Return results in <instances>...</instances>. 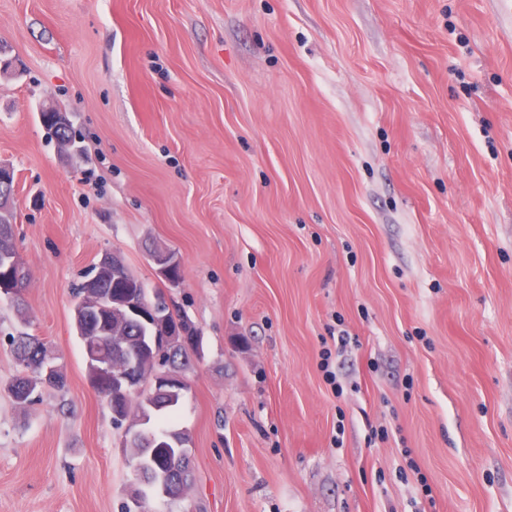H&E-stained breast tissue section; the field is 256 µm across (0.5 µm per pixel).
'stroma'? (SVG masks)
Returning <instances> with one entry per match:
<instances>
[{
	"label": "stroma",
	"mask_w": 512,
	"mask_h": 512,
	"mask_svg": "<svg viewBox=\"0 0 512 512\" xmlns=\"http://www.w3.org/2000/svg\"><path fill=\"white\" fill-rule=\"evenodd\" d=\"M0 44L29 271L25 314L0 298V512H123L73 290L106 252L160 288L156 244L204 357L193 480L149 512H512V0H0ZM20 330L67 378L25 407ZM150 259L158 280L166 284L168 288L176 287L179 282L172 277L171 272L180 263L177 253L172 250H158L152 253Z\"/></svg>",
	"instance_id": "1"
}]
</instances>
